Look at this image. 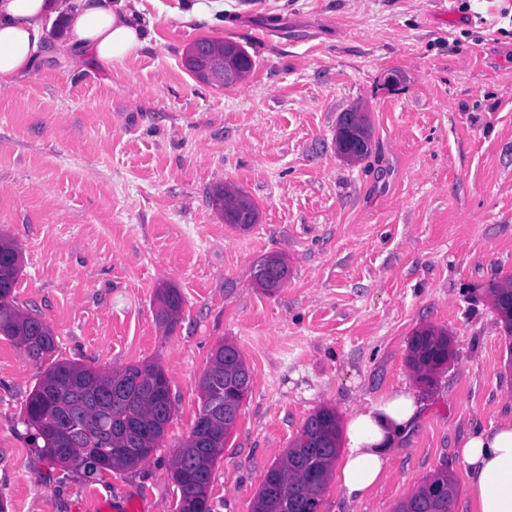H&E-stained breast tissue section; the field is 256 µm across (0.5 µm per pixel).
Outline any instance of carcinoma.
<instances>
[{
    "label": "carcinoma",
    "instance_id": "carcinoma-1",
    "mask_svg": "<svg viewBox=\"0 0 512 512\" xmlns=\"http://www.w3.org/2000/svg\"><path fill=\"white\" fill-rule=\"evenodd\" d=\"M211 46L232 55V62L253 67L246 49L232 42ZM370 142V126L365 113L345 112L336 130V144L343 136ZM219 212L229 209L242 231L257 222L258 208L248 195L235 187H222L214 194ZM22 251L12 239L0 236V336L13 342L33 362L46 365L24 409L23 424L38 456L51 465L64 459L57 445L76 437L70 455L82 449L96 452L100 467L87 466L86 474L99 470L133 468L148 460L170 422L174 407L169 404V379L157 362L130 364L117 370L125 378L122 393H112V374L87 367L79 362L52 358L56 350L52 329L37 317L23 313L14 305L13 288L21 273ZM171 297L170 308L158 309L156 316L165 331L176 326L182 308L181 294L175 286L158 291L157 299ZM494 304L503 318L508 335H512V278L492 288ZM423 345L428 359L435 361L427 374L442 367L437 357L448 346V334L433 328L413 333ZM226 346L212 352L209 365L199 380V414L211 413L215 399H233L232 411L241 408L252 378L237 354L224 356ZM212 430L183 442L181 453L174 455L170 478L176 486V512H189L188 505L197 496H208L212 471L224 453L233 424L224 423V414L212 413ZM340 429L336 413L322 408L305 421L302 431L286 454L275 463L276 485L261 486L252 512H303V507L321 505L322 495L336 465ZM428 482L401 502L395 512H448V501L427 497Z\"/></svg>",
    "mask_w": 512,
    "mask_h": 512
}]
</instances>
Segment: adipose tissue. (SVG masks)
<instances>
[{
  "label": "adipose tissue",
  "mask_w": 512,
  "mask_h": 512,
  "mask_svg": "<svg viewBox=\"0 0 512 512\" xmlns=\"http://www.w3.org/2000/svg\"><path fill=\"white\" fill-rule=\"evenodd\" d=\"M141 0H0V86L28 78L46 51L74 67L111 70L149 46ZM424 404L404 387L355 409L344 428L337 472L345 497H363L388 474L391 457ZM474 512H512V417L462 444Z\"/></svg>",
  "instance_id": "1"
}]
</instances>
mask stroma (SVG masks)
<instances>
[{
    "label": "stroma",
    "mask_w": 512,
    "mask_h": 512,
    "mask_svg": "<svg viewBox=\"0 0 512 512\" xmlns=\"http://www.w3.org/2000/svg\"><path fill=\"white\" fill-rule=\"evenodd\" d=\"M139 58L111 71L42 59L0 88V234L22 249L14 295L48 324L59 358L97 369L159 362L176 411L135 468L49 466L21 417L42 369L0 338V501L7 512H175L168 469L222 342L252 385L212 473L211 512H251L266 471L323 407L346 419L393 390L424 413L387 477L321 512H394L448 468L454 512H473L462 441L512 417V336L490 290L512 277V0H224L220 24L185 25L183 0H142ZM242 45L246 80L216 87L186 67L197 41ZM362 106L372 153L336 150ZM231 184L257 204L249 230L212 202ZM288 259L269 294L252 267ZM175 285V330L156 321ZM446 331L453 358L422 382L414 330Z\"/></svg>",
    "instance_id": "obj_1"
}]
</instances>
